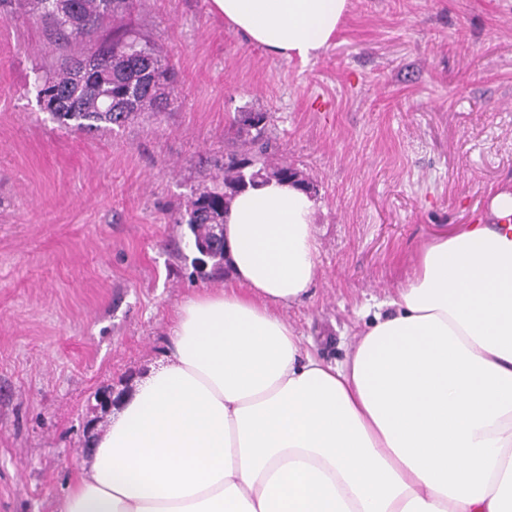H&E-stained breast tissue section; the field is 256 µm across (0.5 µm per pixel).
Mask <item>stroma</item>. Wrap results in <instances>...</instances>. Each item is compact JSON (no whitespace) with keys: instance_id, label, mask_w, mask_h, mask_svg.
Wrapping results in <instances>:
<instances>
[{"instance_id":"35a3bbf8","label":"stroma","mask_w":512,"mask_h":512,"mask_svg":"<svg viewBox=\"0 0 512 512\" xmlns=\"http://www.w3.org/2000/svg\"><path fill=\"white\" fill-rule=\"evenodd\" d=\"M129 27L162 45L168 110L81 133L40 110L57 52L0 19V512H55L126 394L162 358L180 303L226 286L185 259L177 217L243 153L231 120L266 115L269 153L316 187L317 276L284 309L344 361L418 251L512 187V0H351L303 63L248 44L210 0H144Z\"/></svg>"}]
</instances>
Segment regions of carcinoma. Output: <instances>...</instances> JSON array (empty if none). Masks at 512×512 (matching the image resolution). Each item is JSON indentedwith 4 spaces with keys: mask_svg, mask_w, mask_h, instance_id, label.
Listing matches in <instances>:
<instances>
[{
    "mask_svg": "<svg viewBox=\"0 0 512 512\" xmlns=\"http://www.w3.org/2000/svg\"><path fill=\"white\" fill-rule=\"evenodd\" d=\"M135 0H24L29 20L41 23L50 40L65 49V54L49 69L36 70L35 96L55 89L57 105L53 117L77 131H97L122 126L143 112H163L174 95L172 67L163 48L146 35L122 24ZM115 23L112 39L87 47L100 24ZM86 73H81L85 67ZM266 115L239 112L232 124L239 130L256 131L259 141ZM220 180L196 194L188 202L185 214L176 223L187 225L188 242L194 252L206 246L207 258L195 257L203 269L212 262L219 271L227 264L224 243L211 234L214 224L223 223L224 212L234 197L260 179L292 181L294 170L266 156L259 148L251 156L236 154L217 166Z\"/></svg>",
    "mask_w": 512,
    "mask_h": 512,
    "instance_id": "carcinoma-1",
    "label": "carcinoma"
}]
</instances>
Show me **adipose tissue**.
<instances>
[{"label": "adipose tissue", "instance_id": "adipose-tissue-1", "mask_svg": "<svg viewBox=\"0 0 512 512\" xmlns=\"http://www.w3.org/2000/svg\"><path fill=\"white\" fill-rule=\"evenodd\" d=\"M306 62L350 0H211ZM315 202L269 180L224 216L233 282L186 298L168 348L57 512H512V191L436 237L343 362L282 311L317 271Z\"/></svg>", "mask_w": 512, "mask_h": 512}]
</instances>
